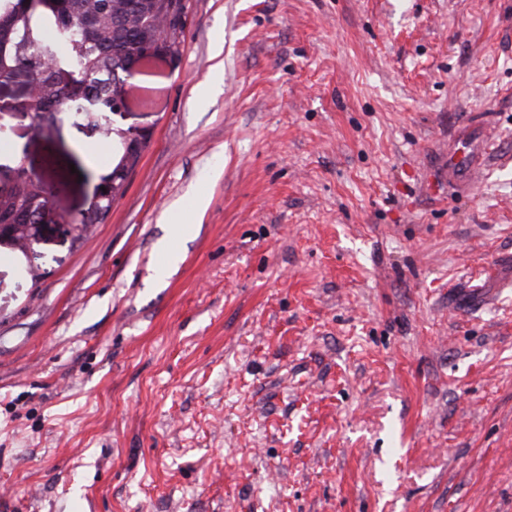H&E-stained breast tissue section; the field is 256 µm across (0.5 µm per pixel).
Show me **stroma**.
<instances>
[{
  "mask_svg": "<svg viewBox=\"0 0 512 512\" xmlns=\"http://www.w3.org/2000/svg\"><path fill=\"white\" fill-rule=\"evenodd\" d=\"M183 4L105 223L0 254V512H512V0ZM22 97L0 176L86 208L110 146ZM460 140L477 141V148L470 152H464L461 156L455 157L454 153L448 155V179L458 182L459 184L470 187L476 178L474 171L477 164V158L482 152L488 148V142L480 135V131L472 125L463 127L460 132Z\"/></svg>",
  "mask_w": 512,
  "mask_h": 512,
  "instance_id": "obj_1",
  "label": "stroma"
}]
</instances>
